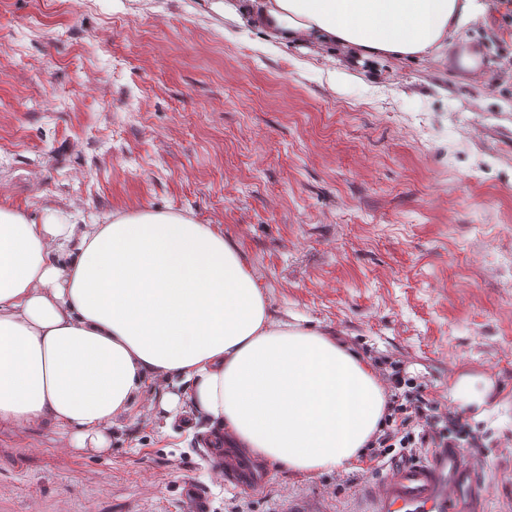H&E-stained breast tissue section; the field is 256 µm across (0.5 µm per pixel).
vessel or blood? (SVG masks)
Here are the masks:
<instances>
[{
    "mask_svg": "<svg viewBox=\"0 0 512 512\" xmlns=\"http://www.w3.org/2000/svg\"><path fill=\"white\" fill-rule=\"evenodd\" d=\"M216 467L225 480L256 491L263 472L256 463H226L214 449ZM366 512H486L485 483L473 461L460 448H441L427 461L393 463L383 480L366 488Z\"/></svg>",
    "mask_w": 512,
    "mask_h": 512,
    "instance_id": "obj_1",
    "label": "vessel or blood"
}]
</instances>
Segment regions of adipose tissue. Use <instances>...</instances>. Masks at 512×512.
<instances>
[{"instance_id": "ef3b65f1", "label": "adipose tissue", "mask_w": 512, "mask_h": 512, "mask_svg": "<svg viewBox=\"0 0 512 512\" xmlns=\"http://www.w3.org/2000/svg\"><path fill=\"white\" fill-rule=\"evenodd\" d=\"M276 41L365 58L438 54L480 0H235ZM190 388L229 443L295 473L333 471L378 432L386 396L332 338L273 317L238 250L183 212L116 211L79 224L0 207V426L51 425L99 452L135 394Z\"/></svg>"}]
</instances>
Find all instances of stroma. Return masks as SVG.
I'll list each match as a JSON object with an SVG mask.
<instances>
[{"instance_id":"35a3bbf8","label":"stroma","mask_w":512,"mask_h":512,"mask_svg":"<svg viewBox=\"0 0 512 512\" xmlns=\"http://www.w3.org/2000/svg\"><path fill=\"white\" fill-rule=\"evenodd\" d=\"M225 0H0V206L181 211L240 251L276 318L392 362L486 437L512 512V45L492 0L441 56L269 42ZM477 60L463 66L464 57ZM140 396L100 453L0 427V512H353L389 458L225 484L199 433Z\"/></svg>"}]
</instances>
